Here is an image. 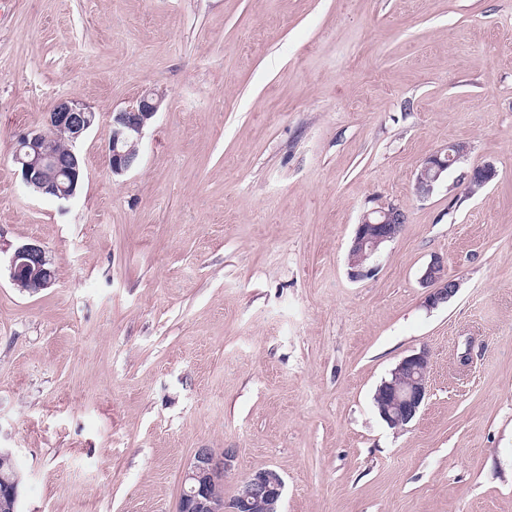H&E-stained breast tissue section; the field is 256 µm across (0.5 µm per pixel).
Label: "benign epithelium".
Wrapping results in <instances>:
<instances>
[{"label":"benign epithelium","mask_w":512,"mask_h":512,"mask_svg":"<svg viewBox=\"0 0 512 512\" xmlns=\"http://www.w3.org/2000/svg\"><path fill=\"white\" fill-rule=\"evenodd\" d=\"M161 103L162 94L148 91L132 106L112 113L108 142L112 174L122 175L139 163L144 131L153 122ZM95 122L94 109L78 99L54 102L45 114L43 128L23 131L16 137L13 163L24 184L32 192L57 201L72 199L79 187L80 155L70 149L62 156L56 145H74ZM467 152V145L454 143L424 158L415 178V195H430L448 169L461 162ZM495 174L492 165L484 164L472 168L467 178L486 184ZM406 224L407 215L397 204L367 211L349 246L351 277H367L372 271L367 260L400 236ZM446 266L445 258L435 255L420 277L421 286L428 290L425 302L430 308L448 302L458 290V283L448 276ZM9 270L11 281L23 291L32 287L39 292L56 282V269L45 248L37 243L16 247L10 256ZM430 362L429 351L422 348L404 357L392 370L391 378L378 387V413L388 426L401 428L416 417L428 396ZM235 456L233 448L224 449L219 456L211 448L197 449L183 475L178 512H281L284 482L273 469H262L243 478L228 503L210 493V488L224 479Z\"/></svg>","instance_id":"benign-epithelium-1"}]
</instances>
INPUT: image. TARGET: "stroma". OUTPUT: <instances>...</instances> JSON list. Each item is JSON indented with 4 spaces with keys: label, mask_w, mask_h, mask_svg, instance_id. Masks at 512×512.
Segmentation results:
<instances>
[{
    "label": "stroma",
    "mask_w": 512,
    "mask_h": 512,
    "mask_svg": "<svg viewBox=\"0 0 512 512\" xmlns=\"http://www.w3.org/2000/svg\"><path fill=\"white\" fill-rule=\"evenodd\" d=\"M147 90L113 175L112 114ZM64 98L98 120L62 204L12 144ZM384 203L406 227L352 280ZM30 240L58 271L33 295L8 270ZM435 254L460 289L430 309ZM423 347L429 395L388 427L374 394ZM0 448L19 512H177L200 448L235 449L228 500L277 470L283 512H512V0H0ZM162 103V94L148 91L135 103L112 114L108 142L109 166L113 175H122L133 169L140 159L145 129L153 122ZM467 152L466 144L454 143L424 158L415 178V195L419 198L429 196L445 173H448V169L456 162H461ZM406 224L407 215L397 204L389 203L367 211L357 224L349 246L351 277H367L373 267L364 260L373 258L383 246L400 236Z\"/></svg>",
    "instance_id": "stroma-1"
}]
</instances>
